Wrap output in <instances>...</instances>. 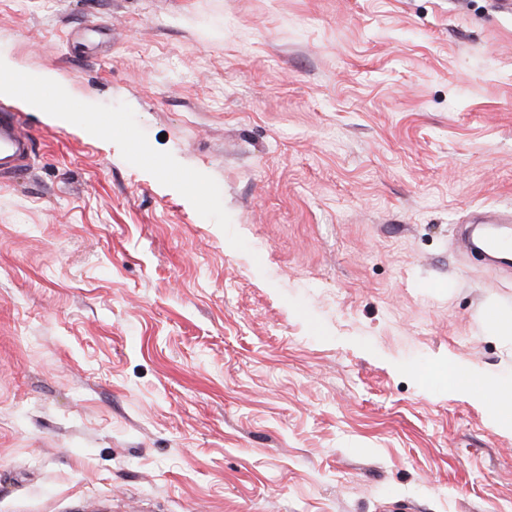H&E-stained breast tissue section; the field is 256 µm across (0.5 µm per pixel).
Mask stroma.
<instances>
[{"label":"stroma","instance_id":"1","mask_svg":"<svg viewBox=\"0 0 512 512\" xmlns=\"http://www.w3.org/2000/svg\"><path fill=\"white\" fill-rule=\"evenodd\" d=\"M491 3L0 0L74 107L0 98L37 144L0 179V512H512V428L447 380L512 375V262L458 241L512 210ZM485 322L493 335L512 342V316L490 310L486 313Z\"/></svg>","mask_w":512,"mask_h":512}]
</instances>
